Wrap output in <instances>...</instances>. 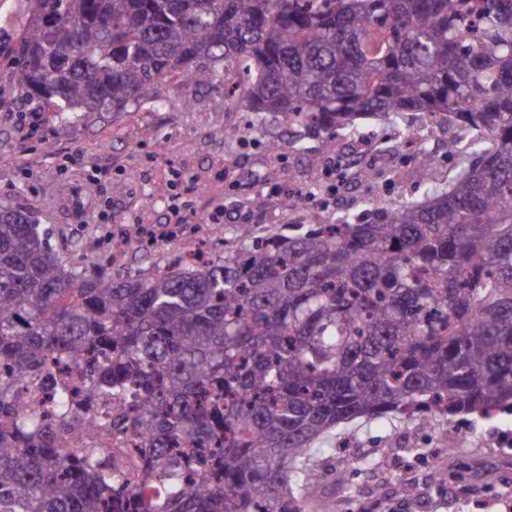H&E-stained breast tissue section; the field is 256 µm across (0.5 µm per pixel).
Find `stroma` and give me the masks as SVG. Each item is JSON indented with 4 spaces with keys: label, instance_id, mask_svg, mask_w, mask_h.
<instances>
[{
    "label": "stroma",
    "instance_id": "obj_1",
    "mask_svg": "<svg viewBox=\"0 0 512 512\" xmlns=\"http://www.w3.org/2000/svg\"><path fill=\"white\" fill-rule=\"evenodd\" d=\"M17 82L13 60L1 57L0 200L50 227L59 255L82 267L148 274L193 250L222 251L243 224L264 236L424 197L417 152L402 125L366 120L353 132L309 136L301 155L288 143L287 120L229 111L213 94H198L191 108L175 91L162 106L74 114L47 105L17 109L9 102ZM22 111L29 123H20ZM228 126L238 135L225 136ZM296 193L308 208L284 209L283 199ZM175 195L181 224L168 219ZM221 204L230 218L208 223ZM128 240L135 249L118 254ZM463 430L468 446L433 468L426 451ZM343 451L351 475L344 483L332 478L327 488L337 512H505L504 503L512 504L508 412L491 420L441 418L428 428L400 415L361 418L315 442L309 462L334 475ZM404 474L415 485L409 497L401 493Z\"/></svg>",
    "mask_w": 512,
    "mask_h": 512
}]
</instances>
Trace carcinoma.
Instances as JSON below:
<instances>
[{
	"mask_svg": "<svg viewBox=\"0 0 512 512\" xmlns=\"http://www.w3.org/2000/svg\"><path fill=\"white\" fill-rule=\"evenodd\" d=\"M26 3L23 104L126 112L164 105L174 80L319 136L424 118L451 132L457 169L438 187L422 147L423 204L244 227L208 262L147 276L66 265L0 202V512H334L305 459L339 425L512 410V0ZM242 58L254 75L229 88ZM47 352L88 365L91 399L137 395L112 424L144 437L158 494L107 498L112 460L59 447L89 424L69 394L54 423L14 412Z\"/></svg>",
	"mask_w": 512,
	"mask_h": 512,
	"instance_id": "1",
	"label": "carcinoma"
}]
</instances>
